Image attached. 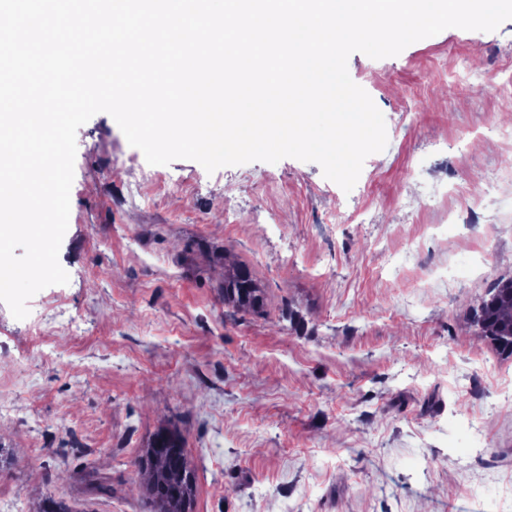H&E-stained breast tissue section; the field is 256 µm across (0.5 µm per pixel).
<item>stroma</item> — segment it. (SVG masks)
Segmentation results:
<instances>
[{"label":"stroma","mask_w":512,"mask_h":512,"mask_svg":"<svg viewBox=\"0 0 512 512\" xmlns=\"http://www.w3.org/2000/svg\"><path fill=\"white\" fill-rule=\"evenodd\" d=\"M347 67L388 137L348 192L78 129L69 281L29 299L37 334L0 302V504L156 512L167 429L192 512H512V357L471 324L512 278V19ZM237 268L259 309L225 300ZM149 448L154 449L153 461L145 467V490L155 502L159 512L171 506V501L191 498L193 474L184 456L178 435L169 432L156 436Z\"/></svg>","instance_id":"obj_1"}]
</instances>
